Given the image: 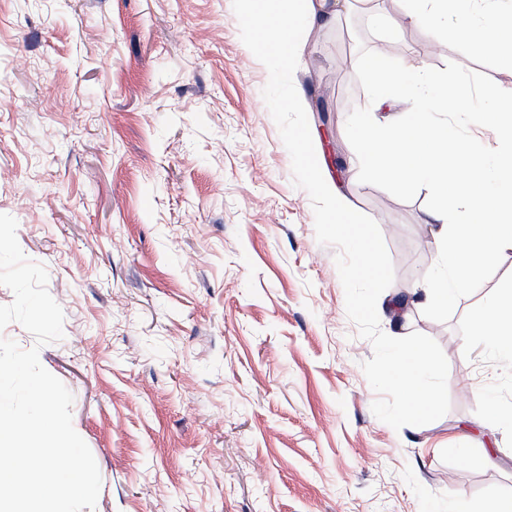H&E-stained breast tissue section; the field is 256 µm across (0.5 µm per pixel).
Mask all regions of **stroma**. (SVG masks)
Returning <instances> with one entry per match:
<instances>
[{
    "label": "stroma",
    "mask_w": 512,
    "mask_h": 512,
    "mask_svg": "<svg viewBox=\"0 0 512 512\" xmlns=\"http://www.w3.org/2000/svg\"><path fill=\"white\" fill-rule=\"evenodd\" d=\"M376 8L389 38L327 0L336 21L306 30L294 85L337 197L400 228L381 330L433 338L449 387L467 381V405L399 430L372 412L373 346L347 316L338 250L316 239L232 0H0V213L64 312L61 340L37 345L16 322L0 336L38 348L72 393L101 475L94 512H435L459 498L484 512L512 495V367L472 341L512 289V247L449 322L419 303L395 320L397 285L417 288L437 261L440 222L427 190L405 202L360 183L345 134L368 103L359 47L454 61L507 91L512 66L410 23L406 0Z\"/></svg>",
    "instance_id": "35a3bbf8"
}]
</instances>
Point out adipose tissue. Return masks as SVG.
Returning <instances> with one entry per match:
<instances>
[{"mask_svg":"<svg viewBox=\"0 0 512 512\" xmlns=\"http://www.w3.org/2000/svg\"><path fill=\"white\" fill-rule=\"evenodd\" d=\"M406 16L419 22L430 17L442 19L455 14L464 19L463 27L456 29V36L476 41L482 45L500 48L512 62V0H407ZM494 16L497 26H488L487 16ZM316 9L295 14H275L266 22L265 37L278 48L282 69H290L292 60L288 54V40L299 27H311L317 22ZM477 340L493 346L502 355L512 358V292L490 300L474 321Z\"/></svg>","mask_w":512,"mask_h":512,"instance_id":"obj_1","label":"adipose tissue"}]
</instances>
